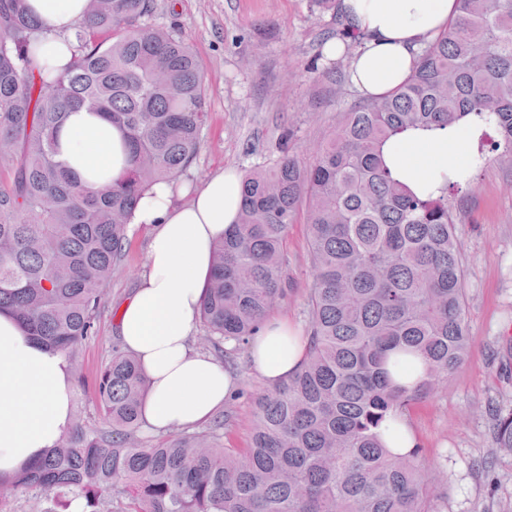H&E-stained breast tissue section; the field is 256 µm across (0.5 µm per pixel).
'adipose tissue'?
<instances>
[{
  "label": "adipose tissue",
  "instance_id": "adipose-tissue-1",
  "mask_svg": "<svg viewBox=\"0 0 512 512\" xmlns=\"http://www.w3.org/2000/svg\"><path fill=\"white\" fill-rule=\"evenodd\" d=\"M51 31L33 49L40 65L61 72L73 60V28L84 19L87 0H23ZM339 8L362 35L347 53L328 43L331 58L349 56V78L367 98L385 96L413 73L417 49L443 32L457 0H340ZM475 142L465 126L410 132L387 142L393 173L413 191L437 194L446 175L466 163ZM58 157L87 184L118 183L129 169L121 131L100 114H69L58 135ZM242 176L221 169L203 180L187 202L179 188L162 181L143 195L133 222L150 230L147 271L117 313L118 336L134 353L147 381L142 426L152 431L194 428L212 419L234 386L232 375L196 351L190 334L213 269L212 246L236 224ZM309 342L283 318L266 319L249 346L253 370L273 385L303 365ZM73 380L66 358L27 335L0 313V485L18 469L53 448L72 420Z\"/></svg>",
  "mask_w": 512,
  "mask_h": 512
}]
</instances>
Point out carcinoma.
Masks as SVG:
<instances>
[{
    "label": "carcinoma",
    "mask_w": 512,
    "mask_h": 512,
    "mask_svg": "<svg viewBox=\"0 0 512 512\" xmlns=\"http://www.w3.org/2000/svg\"><path fill=\"white\" fill-rule=\"evenodd\" d=\"M153 13V0H104L87 11L72 33L73 62L48 81L25 47L49 30L17 0H0V310L70 362L97 339L145 191L184 174L201 145L203 75ZM82 107L126 134L130 169L116 185L89 187L55 159L58 129ZM463 120L482 127L474 166L512 163V0H458L412 76L344 113L312 163L288 155L287 132L280 160L245 175L238 222L213 245L204 346L228 358L288 296L283 242L302 208L315 271L307 360L254 394L249 447H223L221 419L158 443L139 439L146 380L112 346L95 389L103 424L75 419L10 494L29 512H64L75 501L82 512H438L442 484L422 473L419 449L396 455L378 429L468 356L452 201L472 180L457 172L421 197L393 176L383 146ZM394 354L422 359L414 387L392 382ZM495 440L512 451L511 413L497 419Z\"/></svg>",
    "instance_id": "1"
}]
</instances>
